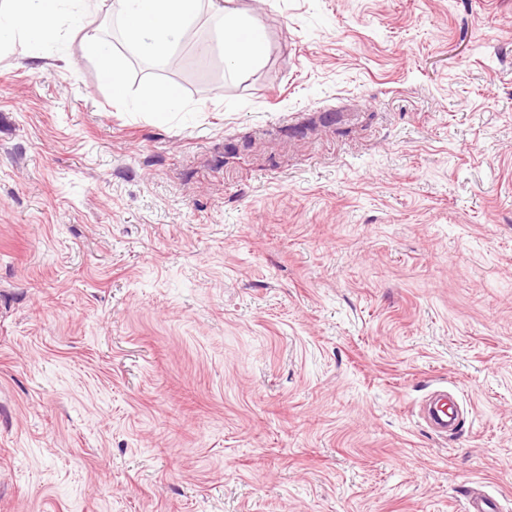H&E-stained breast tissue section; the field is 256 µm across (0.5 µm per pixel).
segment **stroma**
<instances>
[{
	"instance_id": "obj_1",
	"label": "stroma",
	"mask_w": 512,
	"mask_h": 512,
	"mask_svg": "<svg viewBox=\"0 0 512 512\" xmlns=\"http://www.w3.org/2000/svg\"><path fill=\"white\" fill-rule=\"evenodd\" d=\"M237 5L121 101L0 47V512H512V0ZM209 0V6L220 18L219 33L224 46V62L228 70L242 73L257 66L264 58L267 44L261 29L252 26L254 23L236 6L235 0ZM246 28L250 36L243 39L241 34ZM180 106V97L176 88L171 85H159L149 91L142 108L161 116L178 110ZM448 406V392L437 390L432 392L420 405L419 417L426 424L428 429L438 436L448 438L458 434V424L449 429L452 425L453 411Z\"/></svg>"
}]
</instances>
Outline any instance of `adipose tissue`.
<instances>
[{
	"label": "adipose tissue",
	"mask_w": 512,
	"mask_h": 512,
	"mask_svg": "<svg viewBox=\"0 0 512 512\" xmlns=\"http://www.w3.org/2000/svg\"><path fill=\"white\" fill-rule=\"evenodd\" d=\"M14 10L0 14V41L15 34L50 33V20L57 13L60 0H15ZM123 34L132 52L144 58H168L186 37L199 15L202 0H113ZM219 33L228 70L242 73L257 66L264 58L267 44L261 29L236 7L235 0L215 5ZM85 56L101 61L103 78L115 97L124 95V69L113 57L109 44L96 29L86 28L81 38Z\"/></svg>",
	"instance_id": "1"
}]
</instances>
